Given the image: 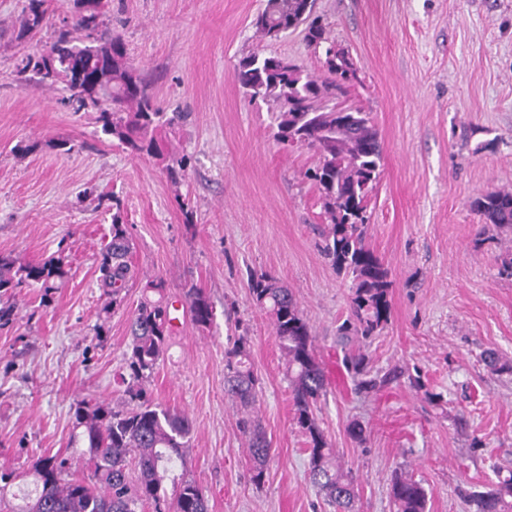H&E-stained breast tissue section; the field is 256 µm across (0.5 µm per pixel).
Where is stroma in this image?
Instances as JSON below:
<instances>
[{"label":"stroma","instance_id":"obj_1","mask_svg":"<svg viewBox=\"0 0 512 512\" xmlns=\"http://www.w3.org/2000/svg\"><path fill=\"white\" fill-rule=\"evenodd\" d=\"M27 3L0 0V256L58 258L65 275L53 289L19 288L7 299L0 473L29 475L55 456L73 476L88 474L75 410L124 400L130 320L159 278L173 344L147 390L189 416L187 475L208 512H331L308 480L271 322L249 293L250 273L266 272L292 289L316 337L329 380L316 417L352 468L364 512H391L399 470L422 483L427 512H467L470 492L512 475V233L470 207L480 193L512 190V0H317L358 69L350 98L383 142L368 244L394 286L389 322L364 348L384 384L363 394L336 350L350 281L320 253L322 204L304 177L315 158L277 144L270 105L232 79L255 51L321 71L302 33L256 40L263 0H110L105 22L161 111L187 115L171 135L190 159L175 185L158 162L105 135L96 112L73 111L65 82L15 79L26 53L73 24V0H45L43 31L17 40ZM116 213L137 278L106 314L97 283ZM189 284L214 307L208 327L183 307ZM242 334L272 445L259 488L224 395V351ZM490 350L501 371L487 367ZM355 422L364 440L350 436Z\"/></svg>","mask_w":512,"mask_h":512}]
</instances>
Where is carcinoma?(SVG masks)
<instances>
[{
	"label": "carcinoma",
	"mask_w": 512,
	"mask_h": 512,
	"mask_svg": "<svg viewBox=\"0 0 512 512\" xmlns=\"http://www.w3.org/2000/svg\"><path fill=\"white\" fill-rule=\"evenodd\" d=\"M93 12L75 11L73 28L86 33L92 44L72 45L70 31L62 30L42 50L26 56L17 75L27 72L39 82L69 84L74 73L87 69L112 75L106 95L95 86L87 88L106 106L98 121L104 134L115 138L131 153L165 162L174 183L184 177L187 158L175 157L168 149L162 129L180 123L185 114H167L155 105L148 85L130 61L122 36L104 23L106 0H87ZM316 0H264L254 19L262 40H276L302 29L314 53L324 55L327 76L321 78L285 57L253 52L234 66L233 80L252 99L272 104L273 138L285 146L306 147L316 156L314 167L304 176L318 191L326 224L322 255L351 281V317L339 329L346 347L343 364L357 379V390L370 392L377 381L368 377L367 356L348 346L366 343L388 324L389 295L393 283L389 270L366 242L367 199L374 189L383 162L379 133L369 113L345 100L348 86L343 63L330 56L336 48L321 17ZM44 0H28L27 13L18 38H27L45 25ZM473 208L485 223L512 229V191H487L476 197ZM129 240L120 216L112 217V238L100 265L99 288L120 305L121 293L135 278L128 255ZM62 277L60 263H18L0 257V293L38 285L48 289ZM252 300L271 321L284 360L294 406V419L308 443V478L317 494L334 512H359L355 479L320 429L315 408L326 392L328 381L322 360L314 347L312 329L291 291L268 273L248 278ZM192 320L199 327L214 319L213 306L199 288L183 292ZM169 307L163 299H144L131 321V342L125 354L130 380L125 401L112 409L83 406L76 413L77 425L91 455L88 476L74 479L65 461L42 459L34 471V488L23 497L17 512H208L201 487L186 475V448L192 430L188 416L153 402L148 382L170 346ZM249 340L237 337L224 353V395L238 411V429L247 447L249 480L264 484L270 444L257 410L260 378L249 360ZM181 473H175L176 469ZM389 497L393 512H426L427 493L421 482L407 473L391 479ZM473 512H512V476L471 494Z\"/></svg>",
	"instance_id": "carcinoma-1"
}]
</instances>
